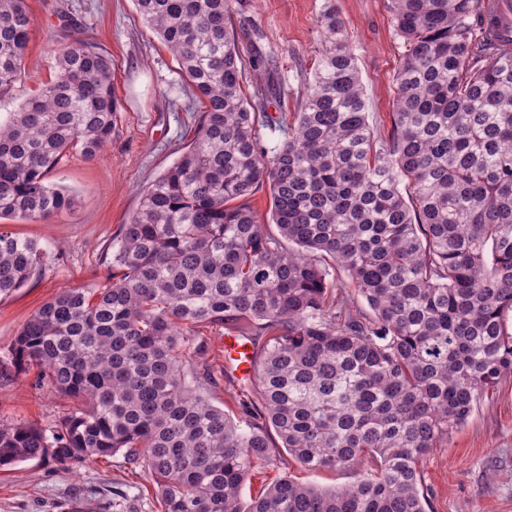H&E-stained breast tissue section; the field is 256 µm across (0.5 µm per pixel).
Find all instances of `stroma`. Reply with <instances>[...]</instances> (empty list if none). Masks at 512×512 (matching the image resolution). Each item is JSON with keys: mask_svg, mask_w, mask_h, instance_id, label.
Listing matches in <instances>:
<instances>
[{"mask_svg": "<svg viewBox=\"0 0 512 512\" xmlns=\"http://www.w3.org/2000/svg\"><path fill=\"white\" fill-rule=\"evenodd\" d=\"M388 0H233L234 21L246 28V59L275 65L274 85L254 100L257 113L298 109L325 46L320 19L335 9L345 25L365 90L369 120L387 130L394 76L404 51ZM34 25L21 73L0 93V121L53 80L57 51L76 39L113 62L118 130L97 158L67 154L49 176L75 197L71 209L41 222L6 221L8 230L36 241L44 264L30 281L0 299V358L29 316L62 289L104 287L107 249L136 211L143 190L192 143L203 110L176 58L144 24L134 0H28ZM35 372H12L0 382V422L50 427L73 398L36 387ZM431 512H512V376L478 403L466 426L433 449L420 465ZM94 512H156L149 482L129 475L122 457L82 464L58 478L44 463L0 469V512H63L72 499Z\"/></svg>", "mask_w": 512, "mask_h": 512, "instance_id": "obj_1", "label": "stroma"}]
</instances>
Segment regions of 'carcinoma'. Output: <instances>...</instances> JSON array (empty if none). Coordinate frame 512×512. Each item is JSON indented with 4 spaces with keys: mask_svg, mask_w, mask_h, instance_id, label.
Listing matches in <instances>:
<instances>
[{
    "mask_svg": "<svg viewBox=\"0 0 512 512\" xmlns=\"http://www.w3.org/2000/svg\"><path fill=\"white\" fill-rule=\"evenodd\" d=\"M135 2L204 111L121 225L112 284L63 290L0 360L81 402L51 428L0 423V467L64 477L120 454L160 512H426L421 462L512 375V35L485 25L498 0H388L404 52L385 136L343 22L324 13L325 49L299 111L272 120L273 147L241 87L231 0ZM33 24L27 0H0V91ZM117 112L112 59L79 39L59 49L55 78L0 123V219L72 207L47 177L70 152L99 156ZM263 188L269 225L250 205ZM42 262L0 224V297ZM357 296L369 311L352 313ZM205 328L252 346L235 418L188 357ZM286 454L358 478L284 474L244 501Z\"/></svg>",
    "mask_w": 512,
    "mask_h": 512,
    "instance_id": "cac0c4a2",
    "label": "carcinoma"
}]
</instances>
